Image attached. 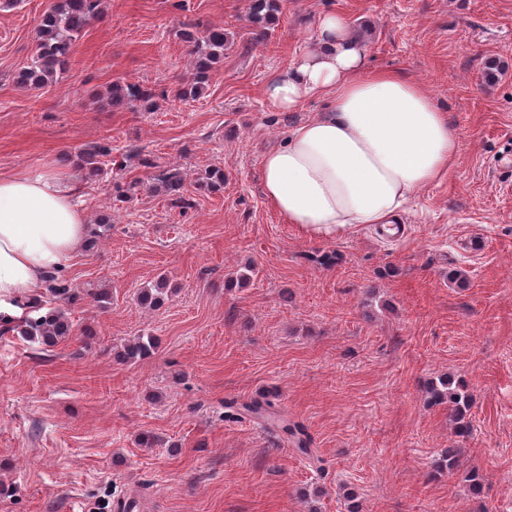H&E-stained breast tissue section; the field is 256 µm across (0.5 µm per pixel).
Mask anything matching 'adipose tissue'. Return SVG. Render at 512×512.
<instances>
[{"instance_id":"ef3b65f1","label":"adipose tissue","mask_w":512,"mask_h":512,"mask_svg":"<svg viewBox=\"0 0 512 512\" xmlns=\"http://www.w3.org/2000/svg\"><path fill=\"white\" fill-rule=\"evenodd\" d=\"M263 93L278 110L319 98L326 110L263 154L268 204L313 239L361 225L402 223L417 191L449 174L459 137L428 90L370 67L344 16H317L308 49L274 72ZM87 236L83 210L52 171L0 173V316L41 296L45 277L69 266Z\"/></svg>"}]
</instances>
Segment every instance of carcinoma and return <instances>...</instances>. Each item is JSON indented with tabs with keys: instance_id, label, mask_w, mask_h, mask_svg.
Returning a JSON list of instances; mask_svg holds the SVG:
<instances>
[{
	"instance_id": "carcinoma-1",
	"label": "carcinoma",
	"mask_w": 512,
	"mask_h": 512,
	"mask_svg": "<svg viewBox=\"0 0 512 512\" xmlns=\"http://www.w3.org/2000/svg\"><path fill=\"white\" fill-rule=\"evenodd\" d=\"M106 7V0H57L53 9L43 15L37 25V52L29 66L15 75L16 83L26 89H41L51 84L57 73L65 71L75 40L80 36L92 19L99 16ZM279 0H249L248 17L255 27V35L263 39L276 21L279 12ZM184 41L192 44L191 81L178 85L171 90L173 97L180 100L196 99L205 93L214 65L224 58V46L227 36L224 27L214 25L207 29L205 35L197 39L189 32L182 33ZM155 93L137 83L115 82L106 91V99L114 108L131 107L136 103L152 100ZM112 155L110 144H99L75 155V166L84 171L86 178L99 180L106 175L107 158ZM145 167L156 168L153 177L154 190L169 197L171 206L183 208L189 201L183 195L184 176L176 165L158 166L153 160L143 158ZM198 186L209 193H217L224 188V172L213 169L205 172L199 179ZM50 293L54 306L44 307L43 302L30 301L21 304L25 315L18 321L5 322L0 325L3 333L16 332L26 340L45 347H54L75 334L74 325L65 310V306L77 299L74 289L52 274L48 278ZM167 291V281L159 280L154 285L141 289L137 301L143 308L157 305ZM155 349V338L137 336L124 346L118 358L123 362H133L145 357ZM430 400L436 405H448V417L454 423V432L458 436L468 433L470 402L464 384L450 376L432 381L427 387ZM281 429L295 441L298 450L312 455L311 439L299 424L281 421Z\"/></svg>"
}]
</instances>
